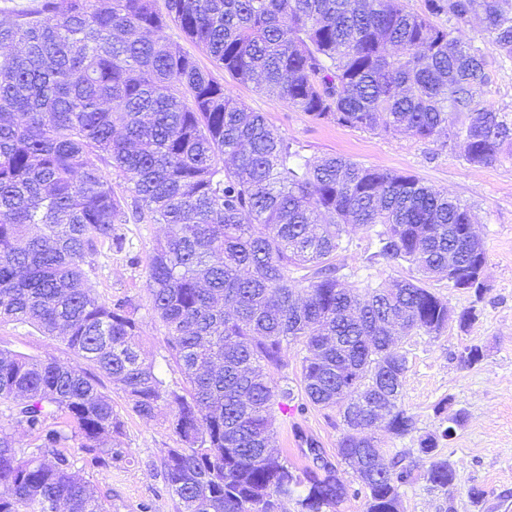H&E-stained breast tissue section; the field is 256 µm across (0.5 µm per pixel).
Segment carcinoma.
Segmentation results:
<instances>
[{
	"label": "carcinoma",
	"instance_id": "cac0c4a2",
	"mask_svg": "<svg viewBox=\"0 0 512 512\" xmlns=\"http://www.w3.org/2000/svg\"><path fill=\"white\" fill-rule=\"evenodd\" d=\"M172 26L238 82L322 123L460 139L476 166L512 158V115L476 99L490 82L477 42L512 60V0H424L420 13L405 0H41L0 22V320L87 364L0 349V405L38 441L19 451L0 426V512H109L78 467L129 455L103 445L123 422L101 375L136 415L171 410L178 447L161 473L178 512H335L351 493L365 512H399L419 468L431 488H454L438 448L461 412L387 467L376 432L416 429L397 343L448 328V301L427 282L450 266L454 288L472 276L470 209L413 175L302 155L168 40ZM129 213L171 228L147 289L178 390L141 357L132 301L87 286L86 259L122 248L115 225ZM352 224L420 278L344 283L334 258ZM291 343L305 351L299 399L272 377ZM290 406L336 411V456L358 487L330 462L298 468L272 451L275 412ZM375 407L383 422L355 434Z\"/></svg>",
	"mask_w": 512,
	"mask_h": 512
}]
</instances>
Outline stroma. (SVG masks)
I'll return each mask as SVG.
<instances>
[{
    "instance_id": "stroma-1",
    "label": "stroma",
    "mask_w": 512,
    "mask_h": 512,
    "mask_svg": "<svg viewBox=\"0 0 512 512\" xmlns=\"http://www.w3.org/2000/svg\"><path fill=\"white\" fill-rule=\"evenodd\" d=\"M167 35L209 68L225 90L249 110L264 113L274 129L295 140L304 155H342L371 167L413 175L472 206L475 230L487 253L488 290L479 302L481 315L470 327L460 328L456 317L475 302L473 293L453 288L444 279L435 282V290L447 299L453 315L447 330L439 336L417 334L401 343L409 360L403 405L413 414L416 431L397 438L380 430L376 437L387 455L415 452L420 438L434 432L440 423L436 405L448 400L449 411L465 416L452 438L439 446L456 469V488L445 495L417 479L400 489L403 512H512V159L473 166L458 143L445 146L407 132L385 135L315 121L284 99L239 83L214 67L178 29H168ZM480 47L489 62L491 81L478 99L512 113V61L503 59L492 41L481 42ZM168 231L164 224L130 221L118 225L123 247H100L91 258L88 283L102 300L133 299L138 307L141 354L156 365L167 385L177 389L184 380L169 355L164 328L152 310L146 287L149 258ZM374 250L372 230L353 225L343 236L335 263L350 280L365 285L416 277V270L407 265L394 268L382 260L369 262ZM473 345L481 348L483 358L472 367H462L458 356ZM0 349L31 356L49 353L61 363L76 362L61 341L33 326L11 321L0 323ZM100 389L111 398L124 422L118 443L130 449L131 456L111 468L86 471L85 480L105 498L110 512H139L144 502L151 504L152 512H177V502L165 489L160 467L164 449L175 445L168 428L169 408L160 407L154 418L146 420L130 410L126 396L109 379H101ZM335 418V411L319 408L303 415L278 414L275 451L295 464H307L304 448L295 436L300 430L318 441L328 461H335L341 435ZM474 487L482 490L481 499L471 498L469 491Z\"/></svg>"
}]
</instances>
